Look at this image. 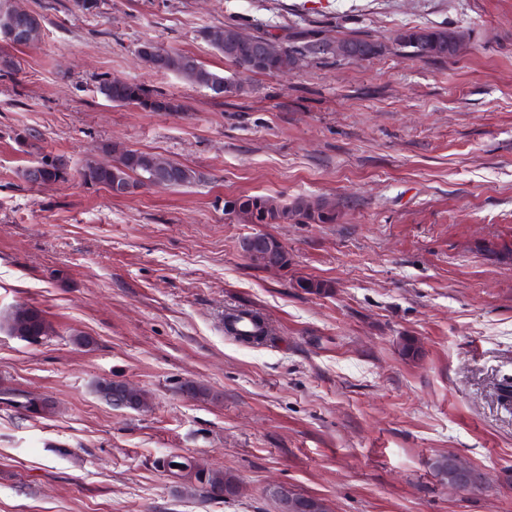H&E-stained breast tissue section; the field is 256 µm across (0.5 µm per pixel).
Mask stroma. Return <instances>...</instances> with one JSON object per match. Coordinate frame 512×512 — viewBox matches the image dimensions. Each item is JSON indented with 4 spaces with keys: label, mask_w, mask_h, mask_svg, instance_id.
<instances>
[{
    "label": "stroma",
    "mask_w": 512,
    "mask_h": 512,
    "mask_svg": "<svg viewBox=\"0 0 512 512\" xmlns=\"http://www.w3.org/2000/svg\"><path fill=\"white\" fill-rule=\"evenodd\" d=\"M40 41L0 42V311L40 309L51 331L0 332V390L52 400L36 416L0 404V512H278L272 489L328 512H512V0H16ZM233 23L281 40L382 45L366 61L328 54L288 73L237 74L202 40ZM413 28L466 35L457 55L398 52ZM240 75L216 98L152 71L143 43ZM118 77L173 100L116 105ZM31 140L21 146L16 134ZM162 155L201 182L116 198L89 186L109 145ZM67 181L25 184L42 156ZM334 200L333 224H268L288 263L253 266L242 195ZM301 278L331 282L325 294ZM263 316L272 340L240 343L224 314ZM90 346L72 341L76 332ZM412 337L416 357L401 353ZM121 379L148 409L92 390ZM205 386L208 398L179 386ZM454 453L477 484L443 483ZM177 456L232 472L241 492L207 501L162 468Z\"/></svg>",
    "instance_id": "1"
}]
</instances>
